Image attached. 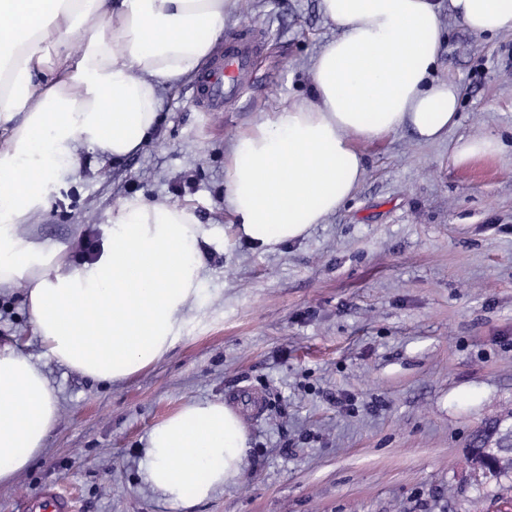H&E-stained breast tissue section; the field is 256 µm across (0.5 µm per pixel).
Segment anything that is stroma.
Returning a JSON list of instances; mask_svg holds the SVG:
<instances>
[{
	"label": "stroma",
	"mask_w": 512,
	"mask_h": 512,
	"mask_svg": "<svg viewBox=\"0 0 512 512\" xmlns=\"http://www.w3.org/2000/svg\"><path fill=\"white\" fill-rule=\"evenodd\" d=\"M443 25L437 74L461 92L447 138L400 131L363 146L354 196L277 251L225 244L224 149L307 92L336 34L319 0H239L225 28L261 44L239 99L205 112L185 82L141 150L49 186L27 228L75 261L138 197L199 213L208 273L152 367L102 384L45 360L58 423L0 487V512H31L52 486L74 512H181L141 482L140 447L181 404L208 400L243 414L251 448L241 482L190 512H512L467 466L472 432L512 409V31ZM483 135L502 153L455 161L459 139ZM14 336L41 355L17 290L0 294V340Z\"/></svg>",
	"instance_id": "1"
}]
</instances>
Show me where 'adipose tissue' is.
<instances>
[{
	"instance_id": "obj_1",
	"label": "adipose tissue",
	"mask_w": 512,
	"mask_h": 512,
	"mask_svg": "<svg viewBox=\"0 0 512 512\" xmlns=\"http://www.w3.org/2000/svg\"><path fill=\"white\" fill-rule=\"evenodd\" d=\"M234 0H0V289L21 288L42 358L0 344V485L42 454L59 400L48 358L99 383L156 364L180 338L205 278L192 207L121 204L92 261L71 263L25 226L82 151L120 160L151 140L161 91L199 72ZM337 30L309 95L260 116L228 145L224 212L233 241L273 251L355 192L362 145L410 130L443 140L460 89L434 75L448 14L476 35L512 30V0H320ZM23 124L12 126L16 113ZM250 431L220 401H192L150 430L144 483L189 507L242 478Z\"/></svg>"
}]
</instances>
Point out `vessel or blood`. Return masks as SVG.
Instances as JSON below:
<instances>
[{
	"label": "vessel or blood",
	"instance_id": "obj_1",
	"mask_svg": "<svg viewBox=\"0 0 512 512\" xmlns=\"http://www.w3.org/2000/svg\"><path fill=\"white\" fill-rule=\"evenodd\" d=\"M257 37L249 32L224 36V52L202 74L197 86V104L209 112H220L226 101L235 99L253 76L258 53Z\"/></svg>",
	"mask_w": 512,
	"mask_h": 512
}]
</instances>
